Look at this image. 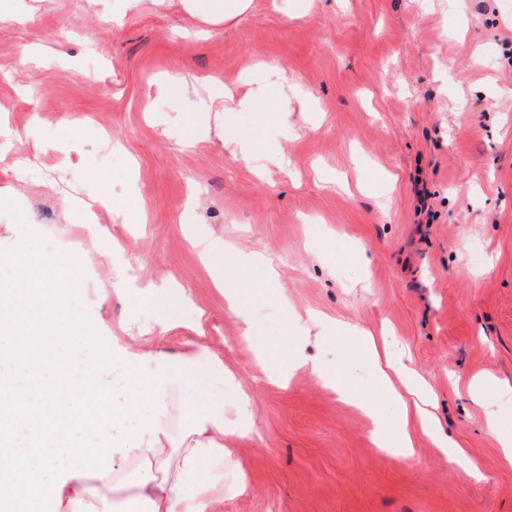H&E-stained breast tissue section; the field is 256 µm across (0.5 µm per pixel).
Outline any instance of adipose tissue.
<instances>
[{"label":"adipose tissue","mask_w":512,"mask_h":512,"mask_svg":"<svg viewBox=\"0 0 512 512\" xmlns=\"http://www.w3.org/2000/svg\"><path fill=\"white\" fill-rule=\"evenodd\" d=\"M0 291V512H112L99 488L129 489L121 512H214L224 469L252 429L236 376L208 347L147 350L137 337H104L77 318L56 270L33 254L12 262ZM147 363L146 387L112 394L103 376ZM220 391H210L212 381Z\"/></svg>","instance_id":"ef3b65f1"}]
</instances>
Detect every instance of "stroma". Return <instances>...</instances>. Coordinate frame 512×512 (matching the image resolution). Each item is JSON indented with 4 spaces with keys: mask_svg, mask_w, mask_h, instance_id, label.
<instances>
[{
    "mask_svg": "<svg viewBox=\"0 0 512 512\" xmlns=\"http://www.w3.org/2000/svg\"><path fill=\"white\" fill-rule=\"evenodd\" d=\"M279 2L216 22L182 0H0V114L20 137L0 151V254L34 249L63 270L75 316L115 335L139 317L148 345L197 342L236 373L250 488L222 512H512V400L497 390L512 383V0ZM260 83V111L224 98ZM22 155L40 177H20ZM91 195L140 223L67 214ZM197 236L256 318L253 340ZM252 252L263 264L241 267ZM116 263L134 286L101 296ZM148 281L185 303L157 312ZM354 327L423 379L476 473L414 421L413 454H388L320 384L312 366L398 430L402 383Z\"/></svg>",
    "mask_w": 512,
    "mask_h": 512,
    "instance_id": "obj_1",
    "label": "stroma"
}]
</instances>
